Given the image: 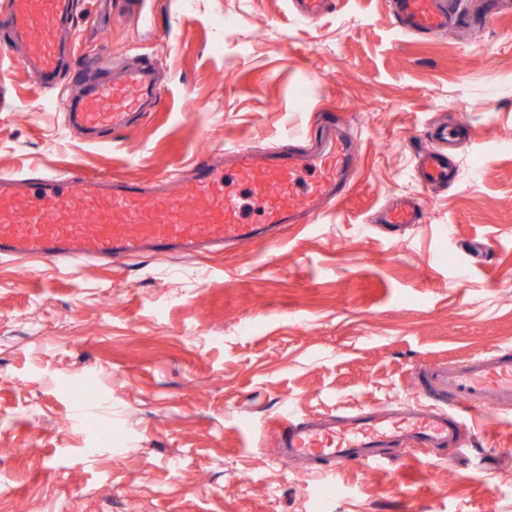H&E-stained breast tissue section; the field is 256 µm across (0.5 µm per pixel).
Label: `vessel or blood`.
<instances>
[{"mask_svg": "<svg viewBox=\"0 0 512 512\" xmlns=\"http://www.w3.org/2000/svg\"><path fill=\"white\" fill-rule=\"evenodd\" d=\"M295 16L320 18L329 0H291ZM454 0H393V16L406 32L446 29ZM75 22L74 0H0V42L21 45V64L43 90L59 82L62 31ZM98 55L71 65L76 94L57 109L69 126L95 138L128 125L136 110L161 99L152 63L108 75ZM457 125L441 121L430 131L433 148L419 156L424 187L455 181L450 152ZM354 143L335 121L323 120L316 147L282 142L272 149L225 146L203 156L182 175L150 181L78 173H0V258L37 260L79 269L89 261L119 266L134 255H187L267 241L286 224L317 223L350 187ZM420 199L403 198L377 217L390 233L424 220ZM512 412V344L462 360L420 368L413 396L398 406L355 407L303 418L285 410L274 423L273 459L298 472L333 473L352 465H381L394 449L470 447L467 417Z\"/></svg>", "mask_w": 512, "mask_h": 512, "instance_id": "1", "label": "vessel or blood"}]
</instances>
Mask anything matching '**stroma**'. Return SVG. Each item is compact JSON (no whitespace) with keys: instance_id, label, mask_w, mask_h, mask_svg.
Instances as JSON below:
<instances>
[{"instance_id":"obj_1","label":"stroma","mask_w":512,"mask_h":512,"mask_svg":"<svg viewBox=\"0 0 512 512\" xmlns=\"http://www.w3.org/2000/svg\"><path fill=\"white\" fill-rule=\"evenodd\" d=\"M459 2L452 36L416 38L390 0L314 23L288 0H77L74 59L150 57L164 89L98 144L56 110L72 84L0 50V171L149 179L332 110L359 153L347 197L278 240L72 275L0 260V512H512V416L445 464L270 461L284 407L391 405L417 368L512 343V13ZM436 117L473 131L444 190L414 178ZM404 197L425 223L383 233Z\"/></svg>"}]
</instances>
